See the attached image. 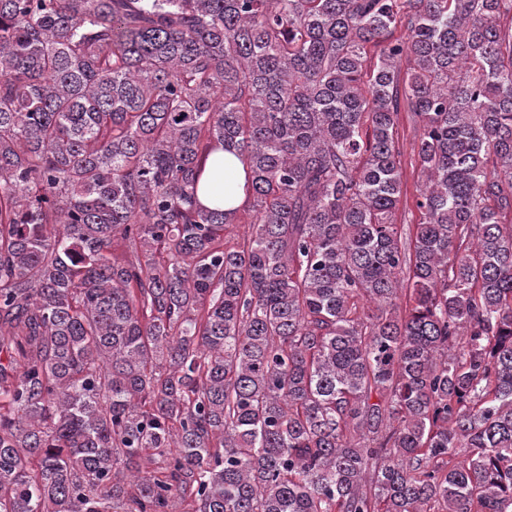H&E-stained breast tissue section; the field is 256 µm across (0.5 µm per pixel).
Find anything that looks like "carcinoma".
Returning <instances> with one entry per match:
<instances>
[{
    "instance_id": "cac0c4a2",
    "label": "carcinoma",
    "mask_w": 512,
    "mask_h": 512,
    "mask_svg": "<svg viewBox=\"0 0 512 512\" xmlns=\"http://www.w3.org/2000/svg\"><path fill=\"white\" fill-rule=\"evenodd\" d=\"M0 512H512V0H0ZM397 132L403 182L401 203L397 211V224H403V232H408V227L411 224L419 223L420 220V213L415 208L414 201L423 177L415 155L419 129L413 114L403 107L398 115ZM222 157V166L217 159ZM244 166L233 155L217 152L210 156L199 181L198 199L204 206L241 208L247 199Z\"/></svg>"
}]
</instances>
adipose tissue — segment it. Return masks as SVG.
<instances>
[{
	"mask_svg": "<svg viewBox=\"0 0 512 512\" xmlns=\"http://www.w3.org/2000/svg\"><path fill=\"white\" fill-rule=\"evenodd\" d=\"M198 199L213 208L242 207L247 199L246 174L243 165L231 154L209 158L199 181Z\"/></svg>",
	"mask_w": 512,
	"mask_h": 512,
	"instance_id": "1",
	"label": "adipose tissue"
}]
</instances>
